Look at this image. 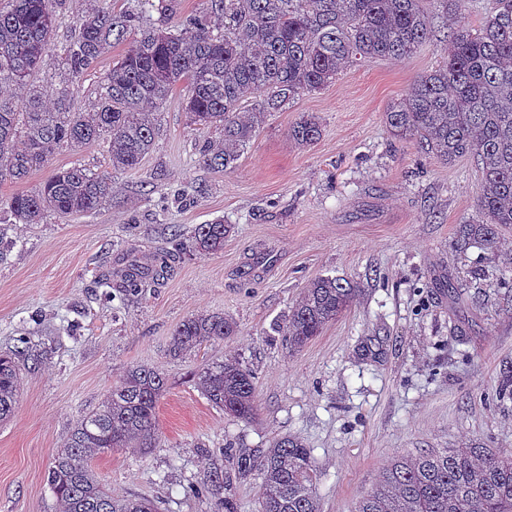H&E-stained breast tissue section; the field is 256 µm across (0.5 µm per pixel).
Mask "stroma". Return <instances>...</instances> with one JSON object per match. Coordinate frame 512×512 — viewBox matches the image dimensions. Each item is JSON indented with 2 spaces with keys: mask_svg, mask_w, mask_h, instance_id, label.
<instances>
[{
  "mask_svg": "<svg viewBox=\"0 0 512 512\" xmlns=\"http://www.w3.org/2000/svg\"><path fill=\"white\" fill-rule=\"evenodd\" d=\"M113 45L68 86L86 109ZM447 56L443 38L401 59L348 67L327 86L268 114L234 169L199 163L214 130L189 122L178 87L158 114L140 167L113 171L100 143L63 144L26 180L0 182V205L52 172L80 164L112 174L99 211L40 224L0 223L14 246L0 255V353L29 337L37 367L22 366L15 410L0 422V512H58L48 468L71 430L133 365L161 369L158 439L149 452L115 448L95 468L113 494L154 500L160 512H213L187 488L225 467L222 450L267 448L284 435L310 449L321 512H353L382 466L401 453L512 449V225L491 252L460 251L476 211L481 165L440 162L387 129L388 105ZM322 134L296 144L304 113ZM223 220V251L187 254L156 287L106 298L105 266L153 264L174 228ZM359 290L353 304L301 351L275 330L311 280ZM238 325L230 339L175 356L171 334L195 314ZM233 356L256 374L258 411L238 421L212 407L195 379Z\"/></svg>",
  "mask_w": 512,
  "mask_h": 512,
  "instance_id": "obj_1",
  "label": "stroma"
}]
</instances>
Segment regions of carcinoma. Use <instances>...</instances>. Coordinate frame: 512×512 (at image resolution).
<instances>
[{
    "instance_id": "obj_1",
    "label": "carcinoma",
    "mask_w": 512,
    "mask_h": 512,
    "mask_svg": "<svg viewBox=\"0 0 512 512\" xmlns=\"http://www.w3.org/2000/svg\"><path fill=\"white\" fill-rule=\"evenodd\" d=\"M58 0H9L0 10V89L23 90L16 102L0 94V181H21L48 164L55 147L102 142L112 169L139 168L155 140V113L185 83L184 111L200 129L224 132V146H206L201 163L231 169L240 152L276 112L305 92L336 80L346 67L373 58L411 55L433 35L421 0H203V8L173 29L151 23L152 12L169 16L175 0H133L114 13L101 7L80 20L73 39L59 47L58 69L71 80L83 76L105 53L128 43L102 77L90 108L81 111L60 96L51 102L34 76L52 45ZM444 64L415 80L393 102L385 122L394 137L416 143L444 164L475 154L482 180L476 214L461 225V247L494 250L499 227L512 225V0H497L496 13L477 30L449 36ZM260 100L241 115L242 104ZM318 117L305 113L291 138L311 145L320 138ZM112 198V177L74 165L59 169L29 192L6 202L20 224L44 214L61 218L92 213ZM224 221L198 224L186 235L176 229L173 249L159 265L129 263L106 268L99 285L139 295L167 277L184 252L224 249ZM359 289L336 277H319L305 288L279 333L301 349L344 312ZM237 323L222 314H199L174 329L170 350L181 356L237 335ZM0 354V421L13 412L20 373L16 359L29 355L26 340ZM207 401L241 421L256 415L255 373L237 359L207 365L197 376ZM167 379L160 369L128 368L106 399L71 431L47 473L62 512H157L146 498L115 496L94 471L93 458L112 448L155 447L159 399ZM225 462L240 479L261 478L260 512H321L318 467L296 437L272 447L229 448ZM226 476H206L194 493L214 499V512H237L225 494ZM354 512H512V450L444 448L396 456L375 489Z\"/></svg>"
}]
</instances>
